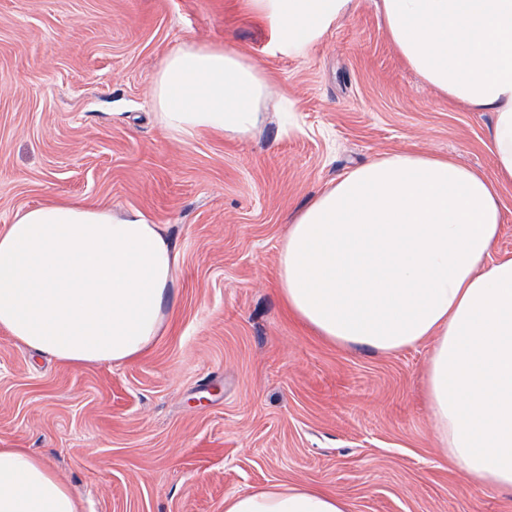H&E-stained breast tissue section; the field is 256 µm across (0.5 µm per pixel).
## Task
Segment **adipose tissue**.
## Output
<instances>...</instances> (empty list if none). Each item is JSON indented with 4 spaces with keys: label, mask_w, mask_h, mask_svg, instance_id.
Masks as SVG:
<instances>
[{
    "label": "adipose tissue",
    "mask_w": 512,
    "mask_h": 512,
    "mask_svg": "<svg viewBox=\"0 0 512 512\" xmlns=\"http://www.w3.org/2000/svg\"><path fill=\"white\" fill-rule=\"evenodd\" d=\"M354 0H243L268 54L304 58ZM399 56L449 100L489 112L496 176L450 157L392 152L328 184L292 218L278 252L288 311L324 341L399 352L432 340L423 376L445 456L477 486L512 491V255H494L512 181V0H375ZM272 93L262 64L184 45L153 77L177 140L253 133ZM179 252L140 212L81 200L17 212L0 230V330L74 367L143 357L163 335ZM0 512H80L48 462L0 448ZM224 512H349L309 485L231 494Z\"/></svg>",
    "instance_id": "ef3b65f1"
}]
</instances>
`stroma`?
<instances>
[{
	"label": "stroma",
	"instance_id": "obj_1",
	"mask_svg": "<svg viewBox=\"0 0 512 512\" xmlns=\"http://www.w3.org/2000/svg\"><path fill=\"white\" fill-rule=\"evenodd\" d=\"M237 0H0V227L82 199L141 212L176 242L169 329L142 359L73 367L0 331V448L45 458L82 512H224L233 493L306 484L351 512H512L437 445L421 397L430 343L323 342L288 316L277 256L293 214L395 151L490 177L492 115L431 89L374 0L307 57L265 54ZM263 63L264 121L242 138L170 137L151 80L185 45Z\"/></svg>",
	"mask_w": 512,
	"mask_h": 512
}]
</instances>
